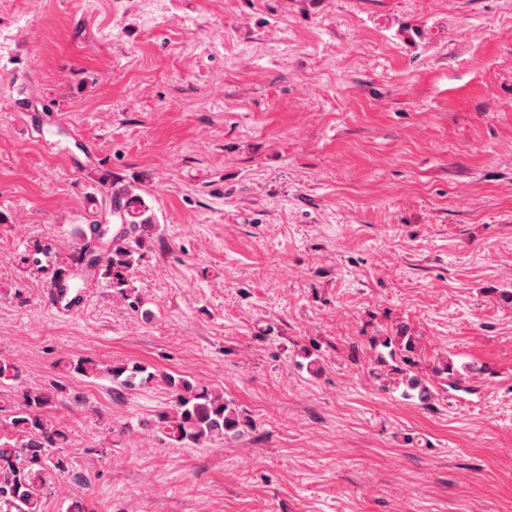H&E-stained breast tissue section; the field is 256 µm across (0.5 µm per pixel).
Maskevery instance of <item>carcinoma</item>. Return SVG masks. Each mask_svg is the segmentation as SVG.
I'll return each instance as SVG.
<instances>
[{
	"instance_id": "cac0c4a2",
	"label": "carcinoma",
	"mask_w": 512,
	"mask_h": 512,
	"mask_svg": "<svg viewBox=\"0 0 512 512\" xmlns=\"http://www.w3.org/2000/svg\"><path fill=\"white\" fill-rule=\"evenodd\" d=\"M144 206L143 199L132 198L121 203L120 209L134 225ZM82 236V244L68 265L56 263L53 249L46 243H34L25 257L37 272L49 276L54 290L67 292L72 303L76 300L73 268L83 266L87 252H95L94 273L110 287L122 290L140 259L142 247L140 240L126 247H113L112 238L102 236L97 223L87 225ZM375 347L374 363L391 366L403 385L402 396L420 403L432 397V387L413 372V337L400 329L393 336L382 337ZM109 374L127 388L143 386L156 377L137 363L112 368ZM435 377L445 389H463L464 380L451 361L437 368ZM163 380L172 392V405L159 416L157 429L169 442L191 446L226 441L250 427L249 420L239 415L224 394L200 388L180 375L168 373ZM63 391L61 384L33 388L23 394L20 402L0 405V512H42L48 471L70 472L71 463L63 451L68 434L47 415Z\"/></svg>"
}]
</instances>
